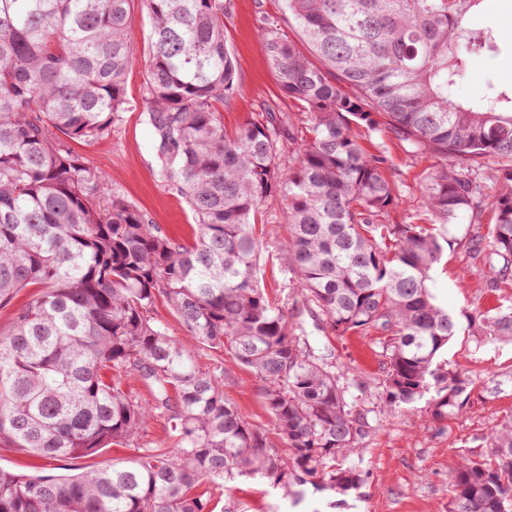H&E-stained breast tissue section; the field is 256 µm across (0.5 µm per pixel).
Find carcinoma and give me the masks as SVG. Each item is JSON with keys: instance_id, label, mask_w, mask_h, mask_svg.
<instances>
[{"instance_id": "1", "label": "carcinoma", "mask_w": 512, "mask_h": 512, "mask_svg": "<svg viewBox=\"0 0 512 512\" xmlns=\"http://www.w3.org/2000/svg\"><path fill=\"white\" fill-rule=\"evenodd\" d=\"M285 2V22L306 49L274 23L263 44L281 94L306 113L310 137L294 156L288 117L224 132L218 104L237 78L224 0H144L152 26L144 115L163 180L194 215L188 242L106 187L68 146L107 135L124 110L129 0H0V307L38 289L0 336V439L78 459L132 445L155 416L176 437L170 451L72 475L0 468V512H214L202 485L235 477L293 484L297 498L307 484L342 494L359 485L356 466L336 467L364 433L355 381H341L314 354L303 323L259 286L255 216L275 193L287 202L286 261L302 302L338 336L384 333L386 408L411 406L433 388L434 415L452 417L476 388L492 394L505 384L436 362L460 326L429 286L443 246L420 224L375 221L399 193L359 135L383 125L442 157L423 193L431 223L468 219L473 251L488 240L486 258L502 260L490 269L507 276L512 89L489 80L476 98L454 94L470 56L505 46L498 31L465 25L487 0ZM477 169L496 181L489 200ZM160 298L194 343L231 354L262 381L283 448L269 445L225 398L224 379L153 316ZM464 318L487 340L512 341V306ZM123 373L150 387V407L125 393ZM492 448L494 462L465 456L453 468L450 512H512V418L497 425Z\"/></svg>"}]
</instances>
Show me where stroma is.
Returning <instances> with one entry per match:
<instances>
[{
  "label": "stroma",
  "mask_w": 512,
  "mask_h": 512,
  "mask_svg": "<svg viewBox=\"0 0 512 512\" xmlns=\"http://www.w3.org/2000/svg\"><path fill=\"white\" fill-rule=\"evenodd\" d=\"M133 17L129 32L135 58L126 81L127 103L121 120L109 135L90 142H75L71 148L101 175L113 190L125 195L143 210L153 223L174 237L191 239L195 220L185 200L172 193L159 173L151 148V131L144 117L141 88L148 67L151 26L143 0H131ZM282 0H224V37L238 67L230 99L219 113L227 132L246 123L264 119V105L270 104L289 115L299 137H306L301 105L283 98L278 77L263 48L265 23L284 19ZM512 86V51L498 56L472 57L469 73L459 87L461 96L481 93L487 80ZM367 155L384 156L383 171L394 181L402 197L389 223L428 224L422 204L426 179L441 160L429 151L413 150L385 128L362 131ZM286 205L273 196L260 208L255 221L266 245L260 269V286L276 298L280 307L293 311L297 296L292 291L296 276L281 256L288 249ZM445 239L443 256L432 271L431 286L438 300L453 314L480 308L512 304V280H493L485 258L475 256L469 242L474 232L467 221L436 225ZM301 320L316 354L331 357L337 373L356 374L359 408L365 418V435L350 456L362 474L360 485L347 494L324 491L292 504L284 490L267 480L238 477L226 486H207L212 501L244 504L246 512H448L450 473L461 456L491 459V436L497 423L512 416V384L483 399H472L452 418L433 417V397L425 395L414 405L395 410L380 403L378 378L382 372L381 335L377 331L336 335L319 314L303 312ZM199 366L229 372L225 396L254 426L273 433L272 417L261 394V383L232 358L217 360L208 350L195 351ZM438 360L463 374L498 372L512 375V343L478 342L468 328H460ZM172 445L170 429L161 418L150 419L137 446L100 449L72 461L46 460L19 448L0 444V468L16 474L62 475L74 467L93 469L115 458L139 455L145 448Z\"/></svg>",
  "instance_id": "1"
}]
</instances>
